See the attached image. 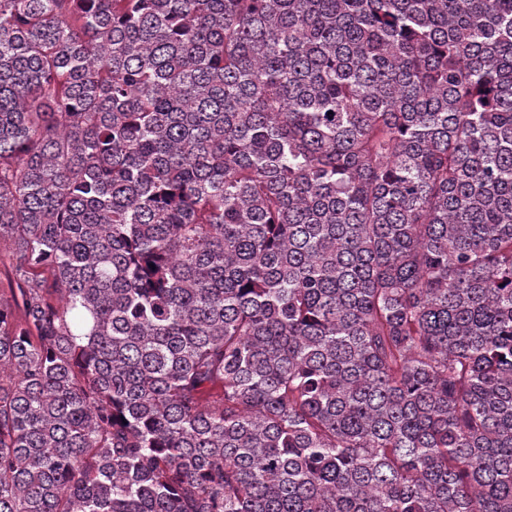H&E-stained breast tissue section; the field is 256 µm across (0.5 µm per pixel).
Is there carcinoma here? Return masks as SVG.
<instances>
[{"mask_svg":"<svg viewBox=\"0 0 512 512\" xmlns=\"http://www.w3.org/2000/svg\"><path fill=\"white\" fill-rule=\"evenodd\" d=\"M0 512H512V0H0Z\"/></svg>","mask_w":512,"mask_h":512,"instance_id":"obj_1","label":"carcinoma"}]
</instances>
